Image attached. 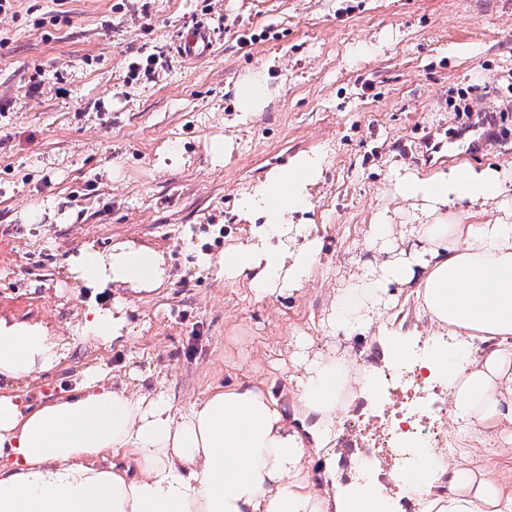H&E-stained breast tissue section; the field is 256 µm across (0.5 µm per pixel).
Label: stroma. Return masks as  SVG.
<instances>
[{"label": "stroma", "mask_w": 512, "mask_h": 512, "mask_svg": "<svg viewBox=\"0 0 512 512\" xmlns=\"http://www.w3.org/2000/svg\"><path fill=\"white\" fill-rule=\"evenodd\" d=\"M201 24L212 53L185 63L179 43ZM363 44L369 53L356 54ZM149 56V72L129 74ZM255 69L274 95L241 121L233 87ZM480 109L496 114L494 138L472 151L456 131L461 113ZM217 134L235 145L221 167L207 153ZM168 148L180 161L159 165ZM311 151L325 160L311 214L323 252L305 288L258 300L244 283L196 268L188 241L222 252L243 235L242 196ZM460 162L512 171V0H11L0 12V316L70 340L85 291L68 280L66 260L87 244H147L170 267L157 294L113 290L131 304L128 341L73 353L40 374L28 402L106 364L131 392L162 391L179 408L241 383L269 390L286 418L313 423L288 382L292 336L370 364L377 339L322 331L336 288L371 259L372 212L400 206L389 170ZM36 206L41 222L23 223L20 212ZM383 325L421 357L429 321L408 289ZM423 394L445 447L470 449L473 465L494 467L512 489V445L482 429L459 437L445 382ZM403 416L359 399L337 414L335 435L372 437Z\"/></svg>", "instance_id": "1"}]
</instances>
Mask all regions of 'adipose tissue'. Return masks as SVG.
Segmentation results:
<instances>
[{
	"label": "adipose tissue",
	"instance_id": "1",
	"mask_svg": "<svg viewBox=\"0 0 512 512\" xmlns=\"http://www.w3.org/2000/svg\"><path fill=\"white\" fill-rule=\"evenodd\" d=\"M233 95L241 117L263 111L272 96L265 72L244 76ZM322 169L312 151L268 173L242 199L244 240L216 255L197 252V265L227 282L246 280L259 299L300 291L323 248L304 219ZM387 182L410 207L373 213L368 246L378 258L341 281L324 330L368 336L396 305V289L413 287L431 326L452 338L447 359L428 367L448 374L456 433L511 426L512 174L468 164L432 174L398 166ZM491 204L498 217L478 222ZM68 273L89 291L77 339L103 346L133 330L127 302L109 298V289L152 292L169 278L163 254L132 241L106 251L84 246ZM474 338L488 350L472 359L464 344ZM293 345L289 381L299 401L323 417L343 409L339 388L350 378L343 360L312 352L303 333ZM73 349L41 324L0 318V512H353L354 496L315 488L306 436L262 388H220L183 410L161 392L128 394L99 365L73 390L26 403L24 389ZM109 454L132 456L135 472L98 466ZM465 454L459 448L449 458L447 491L426 493L421 512H512V491L463 465Z\"/></svg>",
	"mask_w": 512,
	"mask_h": 512
}]
</instances>
